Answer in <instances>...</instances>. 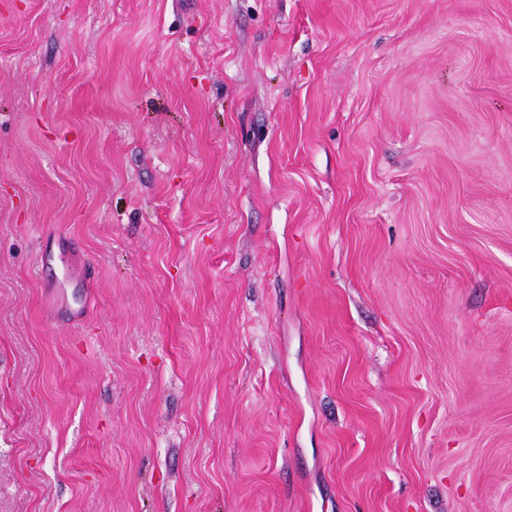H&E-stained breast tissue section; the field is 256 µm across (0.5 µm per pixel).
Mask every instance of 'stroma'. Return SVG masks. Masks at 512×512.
<instances>
[{"label":"stroma","instance_id":"1","mask_svg":"<svg viewBox=\"0 0 512 512\" xmlns=\"http://www.w3.org/2000/svg\"><path fill=\"white\" fill-rule=\"evenodd\" d=\"M0 512H512V0H0Z\"/></svg>","mask_w":512,"mask_h":512}]
</instances>
